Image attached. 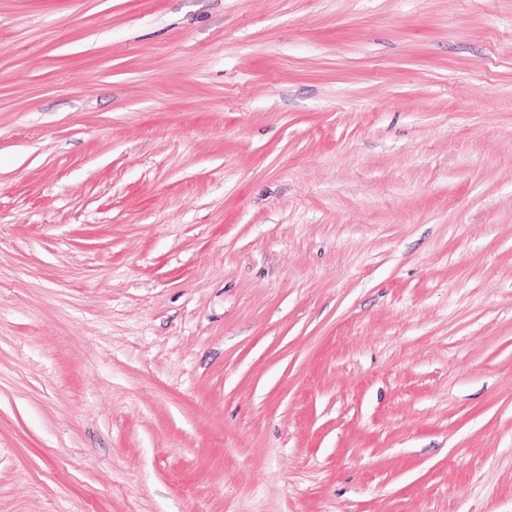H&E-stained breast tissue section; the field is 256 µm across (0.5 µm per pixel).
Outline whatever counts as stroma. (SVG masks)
<instances>
[{"instance_id": "stroma-1", "label": "stroma", "mask_w": 512, "mask_h": 512, "mask_svg": "<svg viewBox=\"0 0 512 512\" xmlns=\"http://www.w3.org/2000/svg\"><path fill=\"white\" fill-rule=\"evenodd\" d=\"M0 512H512V0H0Z\"/></svg>"}]
</instances>
